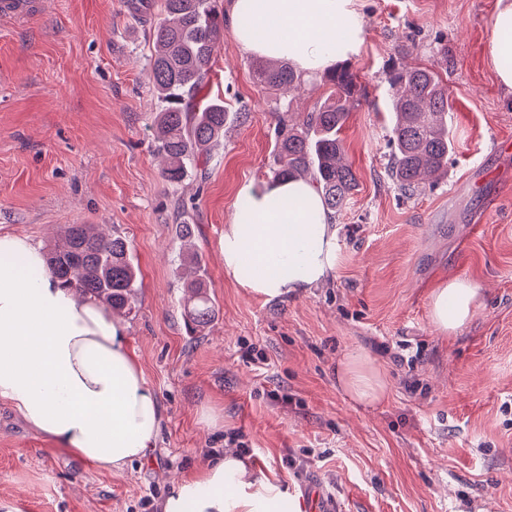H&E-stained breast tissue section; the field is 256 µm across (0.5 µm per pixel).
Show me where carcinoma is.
<instances>
[{"label":"carcinoma","instance_id":"cac0c4a2","mask_svg":"<svg viewBox=\"0 0 512 512\" xmlns=\"http://www.w3.org/2000/svg\"><path fill=\"white\" fill-rule=\"evenodd\" d=\"M155 54L150 76L161 102L156 116L155 150L164 156L161 177L179 185L188 167L221 145L229 112L224 100L204 99L215 53L224 41V13L216 0H159L153 31ZM255 83L290 91L301 80L286 60L253 64ZM330 93L302 121L282 124L272 154L275 179L310 176L320 188L329 213L342 209L357 186L355 171L344 160L341 138L361 85L341 63L324 73ZM394 120L390 141V177L412 192L425 177L448 166L453 143L448 132V88L426 68L399 69L390 76ZM46 266L60 287L114 311L131 313L138 303V269L130 243L121 235L95 231L92 224H66L45 254ZM186 289L188 326L198 332L210 322L213 303L200 277L198 256L183 257L179 273Z\"/></svg>","mask_w":512,"mask_h":512}]
</instances>
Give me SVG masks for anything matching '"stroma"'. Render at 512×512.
<instances>
[{"label": "stroma", "instance_id": "obj_1", "mask_svg": "<svg viewBox=\"0 0 512 512\" xmlns=\"http://www.w3.org/2000/svg\"><path fill=\"white\" fill-rule=\"evenodd\" d=\"M127 3L43 0L38 16L0 22V235L42 248L63 225L98 224L127 237L142 284L119 319L164 420L148 460L112 470L0 399V512H159L172 479L230 450L233 431L257 476L336 512H512V152L495 148L512 140V91L489 55L498 0H355L363 29L344 61L362 96L342 137L358 186L333 219V269L272 298L225 273L224 230L240 188L272 181L278 122L328 88L257 86L256 56L225 16L207 92L234 117L205 172L170 185L153 142L157 16ZM393 64L438 73L451 105L448 172L412 196L388 177ZM183 222L215 305L196 333L177 278ZM456 278L484 303L447 337L429 299ZM355 347L390 381L379 405L337 386L336 362Z\"/></svg>", "mask_w": 512, "mask_h": 512}]
</instances>
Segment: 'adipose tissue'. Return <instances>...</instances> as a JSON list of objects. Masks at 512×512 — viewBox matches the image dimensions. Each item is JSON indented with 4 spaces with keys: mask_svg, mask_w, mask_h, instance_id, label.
Segmentation results:
<instances>
[{
    "mask_svg": "<svg viewBox=\"0 0 512 512\" xmlns=\"http://www.w3.org/2000/svg\"><path fill=\"white\" fill-rule=\"evenodd\" d=\"M230 11L240 48L288 60L306 76L354 52L363 29L354 0H230ZM492 28L491 61L502 86L512 89V0H499ZM241 193L249 203L224 232L225 273L268 297L303 292L326 276L336 228L315 183L277 180L262 192L246 185ZM482 304L471 282L448 280L430 295V321L452 335ZM124 336V325L100 304L58 288L28 238L0 236V399L98 467L145 459L163 419ZM336 381L362 406L381 403L390 389L383 367L361 349L337 361ZM160 512H302V506L227 453L175 479Z\"/></svg>",
    "mask_w": 512,
    "mask_h": 512,
    "instance_id": "1",
    "label": "adipose tissue"
}]
</instances>
